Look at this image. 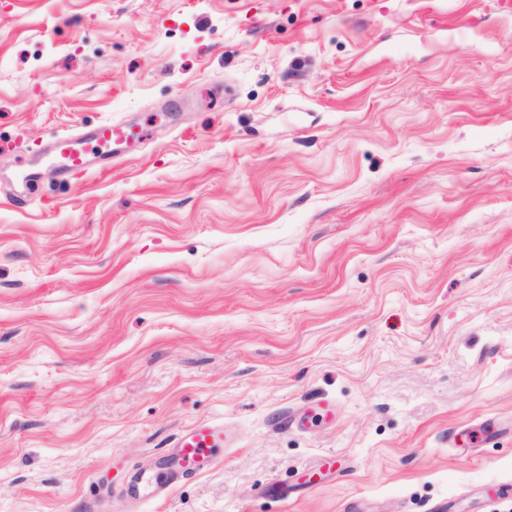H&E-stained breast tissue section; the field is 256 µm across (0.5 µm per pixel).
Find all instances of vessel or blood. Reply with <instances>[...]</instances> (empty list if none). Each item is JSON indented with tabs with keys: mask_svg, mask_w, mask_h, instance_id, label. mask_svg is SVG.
Instances as JSON below:
<instances>
[{
	"mask_svg": "<svg viewBox=\"0 0 512 512\" xmlns=\"http://www.w3.org/2000/svg\"><path fill=\"white\" fill-rule=\"evenodd\" d=\"M131 137L130 131L112 123L92 131L85 140L61 136L53 148L52 168L64 177L86 171L87 149L91 146L95 147L102 162H111L116 145ZM223 443L224 426L220 423H200L180 434L174 445V471L159 473L152 482L155 498L165 497L177 476L195 477L208 470L215 460V450Z\"/></svg>",
	"mask_w": 512,
	"mask_h": 512,
	"instance_id": "obj_1",
	"label": "vessel or blood"
}]
</instances>
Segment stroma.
Listing matches in <instances>:
<instances>
[{
  "mask_svg": "<svg viewBox=\"0 0 512 512\" xmlns=\"http://www.w3.org/2000/svg\"><path fill=\"white\" fill-rule=\"evenodd\" d=\"M139 135L68 179L51 144ZM229 447L124 500L176 438ZM512 0H0V512H512ZM224 445V424L200 423L185 430L174 445L175 469L159 473L152 485L155 499H163L177 476H198L208 470L215 460L214 452Z\"/></svg>",
  "mask_w": 512,
  "mask_h": 512,
  "instance_id": "obj_1",
  "label": "stroma"
}]
</instances>
